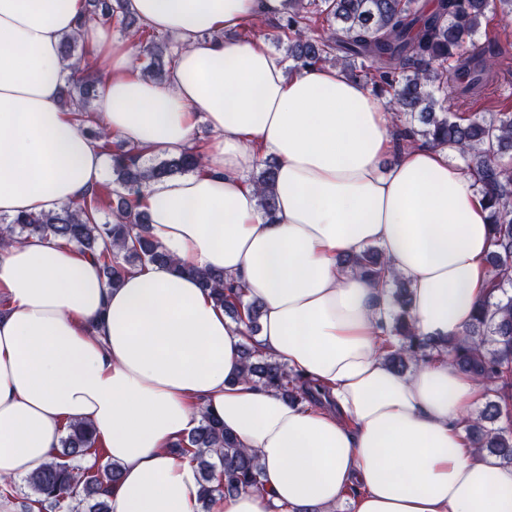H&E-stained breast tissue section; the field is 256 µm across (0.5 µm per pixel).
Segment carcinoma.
<instances>
[{
  "mask_svg": "<svg viewBox=\"0 0 512 512\" xmlns=\"http://www.w3.org/2000/svg\"><path fill=\"white\" fill-rule=\"evenodd\" d=\"M89 15L108 22L122 16L127 37L137 55L145 56L143 77L166 82L175 53L171 38L139 22L127 0H88ZM497 8L512 14V0H284L277 24V41L285 49L289 69L330 64L353 80L372 86L388 97L393 113L396 150L408 146L456 147L471 169L490 209L493 249L488 264L493 288L463 337L421 336L410 319L408 281L393 273L380 250L369 247L342 259L355 271L385 289H393L390 326L383 328L380 350L384 361L402 373L417 365L446 357L463 373L481 383L488 396L466 430L478 451H487L500 465L512 466V430L496 426L512 419V112L474 113L467 117L449 111L450 100L484 93L492 82L499 46L466 54L464 47L478 32L487 12ZM94 91L77 74L66 79L64 98L75 120L86 125L97 147L112 157V183L74 206L3 218L0 245L30 237H53L96 256L108 286L120 285L129 268L168 264L173 260L150 234L148 215L139 208V195L152 182L174 173L203 170V158L193 148L180 156L147 165V152L127 147L100 125L89 108ZM258 207L270 216L276 210L273 191L275 165L263 159L251 174ZM203 288L233 321L245 326L246 336L260 330L259 304L244 300L241 286L219 272L199 274ZM243 378L275 389L290 401H315L312 387L284 363L243 345ZM96 433L86 420L71 422L59 453L39 471L26 477L31 497L25 512L77 501L71 512H112L106 483L120 478L119 467L107 466L105 478L90 471L79 476L71 462L96 447ZM192 452L200 472L198 499L203 504L257 483V455L239 446L218 419L202 414L191 435L174 444Z\"/></svg>",
  "mask_w": 512,
  "mask_h": 512,
  "instance_id": "cac0c4a2",
  "label": "carcinoma"
}]
</instances>
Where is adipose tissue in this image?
Segmentation results:
<instances>
[{
  "label": "adipose tissue",
  "instance_id": "adipose-tissue-1",
  "mask_svg": "<svg viewBox=\"0 0 512 512\" xmlns=\"http://www.w3.org/2000/svg\"><path fill=\"white\" fill-rule=\"evenodd\" d=\"M184 45L167 85L143 79L88 0H0V217L55 210L103 184L105 157L60 106L64 35L106 65L102 124L179 155L197 120L205 170L151 184L142 206L171 257L109 287L97 259L56 239L0 251V479L49 462L69 423L91 422L121 476L112 512H198V476L171 445L210 412L254 452L259 484L212 512H512V468L465 425L484 388L448 360L394 372L378 336L389 308L339 259L378 246L410 284L423 335L459 336L487 297L490 210L454 147L392 164L389 112L363 83L316 66L288 77L265 47L211 39L282 0H129ZM276 161L274 218L249 174ZM218 270L262 306L260 354L329 391L293 403L242 378L243 325L195 273Z\"/></svg>",
  "mask_w": 512,
  "mask_h": 512
}]
</instances>
